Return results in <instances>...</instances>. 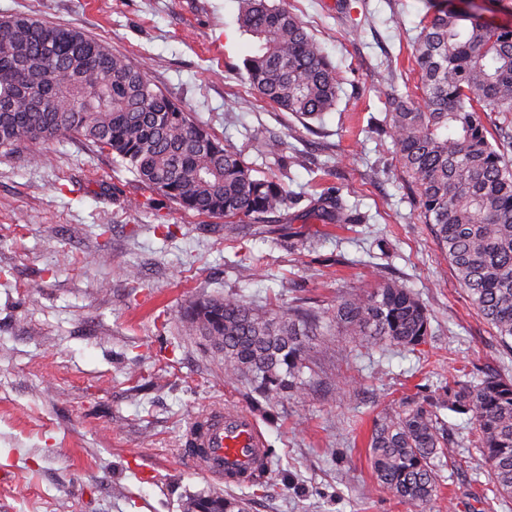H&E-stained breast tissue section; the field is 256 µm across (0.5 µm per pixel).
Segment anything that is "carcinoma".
<instances>
[{"label":"carcinoma","instance_id":"carcinoma-1","mask_svg":"<svg viewBox=\"0 0 512 512\" xmlns=\"http://www.w3.org/2000/svg\"><path fill=\"white\" fill-rule=\"evenodd\" d=\"M252 38L246 78L264 100L301 120L336 107L341 78L300 19L270 0H241ZM417 95H393L388 118L420 217L478 314L512 340V29L437 7L412 43ZM502 120L489 138L484 118ZM79 138L112 155L148 189L186 211L225 219L224 233L269 222L285 190L253 174L240 153L196 122L129 58L73 26L19 15L0 19V150ZM229 380L265 401L303 391L312 336L337 325L371 346L407 352L431 335L430 316L407 285L383 279L317 312L284 314L227 295L187 311ZM473 420L469 459L495 497L512 498V378L448 380L443 396L382 413L368 447L373 475L410 512H429L444 483L448 425L441 411ZM248 512L244 500L193 496L184 512Z\"/></svg>","mask_w":512,"mask_h":512}]
</instances>
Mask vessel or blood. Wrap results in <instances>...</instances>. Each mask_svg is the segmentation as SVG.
<instances>
[{"mask_svg":"<svg viewBox=\"0 0 512 512\" xmlns=\"http://www.w3.org/2000/svg\"><path fill=\"white\" fill-rule=\"evenodd\" d=\"M185 446L194 469L228 487L251 484L269 469L265 435L240 407L211 406L194 414Z\"/></svg>","mask_w":512,"mask_h":512,"instance_id":"b4317fda","label":"vessel or blood"}]
</instances>
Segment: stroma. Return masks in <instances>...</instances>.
Masks as SVG:
<instances>
[{
  "mask_svg": "<svg viewBox=\"0 0 512 512\" xmlns=\"http://www.w3.org/2000/svg\"><path fill=\"white\" fill-rule=\"evenodd\" d=\"M434 3L284 0L341 77L335 110L305 124L244 80L239 0H0V19L74 26L129 57L287 195L268 231L230 238L89 142L42 146L37 166L28 149L0 151V512H183L209 492L249 512H408L372 474L376 417L457 373L512 378V351L419 216L388 124L387 95L415 90L411 41ZM322 195L341 200L342 222L318 211ZM384 278L427 308L425 343L408 353L336 331L304 394L269 403L227 380L185 323L204 299L323 309ZM214 402L255 415L275 480L228 488L189 465L184 432ZM445 419L455 464L433 512H480L488 478L463 463L469 426Z\"/></svg>",
  "mask_w": 512,
  "mask_h": 512,
  "instance_id": "stroma-1",
  "label": "stroma"
}]
</instances>
